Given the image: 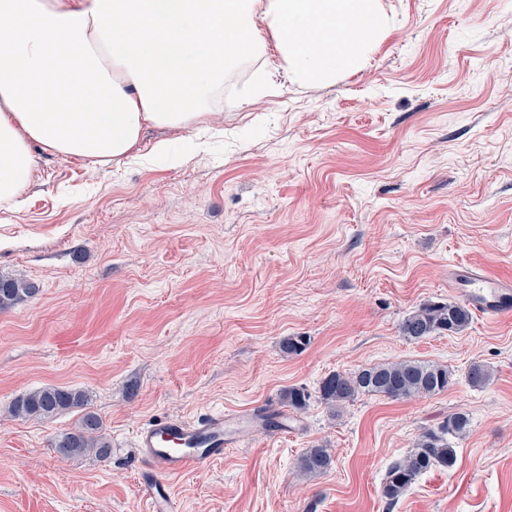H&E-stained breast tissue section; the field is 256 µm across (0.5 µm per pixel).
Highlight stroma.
Here are the masks:
<instances>
[{"label":"stroma","instance_id":"obj_1","mask_svg":"<svg viewBox=\"0 0 512 512\" xmlns=\"http://www.w3.org/2000/svg\"><path fill=\"white\" fill-rule=\"evenodd\" d=\"M382 3L385 34L330 84L277 73L253 98L256 67L232 72L191 155L169 128L108 166L37 153L21 205L0 212V273L41 289L0 311V512H139L141 426L282 409L291 386L310 398L287 433L172 478L181 512H512V313L417 343L399 332L421 304L460 300L449 268L512 279V0ZM290 336L306 350L285 354ZM405 359L455 382L336 412L319 398L331 372ZM474 363L486 387L469 385ZM45 385L85 390L86 409L9 416ZM87 410L110 456L59 458L53 436ZM458 411L471 426L455 467L389 503L390 463ZM315 445L332 467L301 478Z\"/></svg>","mask_w":512,"mask_h":512}]
</instances>
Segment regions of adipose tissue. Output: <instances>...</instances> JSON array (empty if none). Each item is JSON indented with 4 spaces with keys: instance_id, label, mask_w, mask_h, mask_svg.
I'll use <instances>...</instances> for the list:
<instances>
[{
    "instance_id": "adipose-tissue-1",
    "label": "adipose tissue",
    "mask_w": 512,
    "mask_h": 512,
    "mask_svg": "<svg viewBox=\"0 0 512 512\" xmlns=\"http://www.w3.org/2000/svg\"><path fill=\"white\" fill-rule=\"evenodd\" d=\"M384 25L382 0H0V210L36 151L107 166L147 128L201 134L241 65L326 82Z\"/></svg>"
}]
</instances>
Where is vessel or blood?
<instances>
[{"mask_svg": "<svg viewBox=\"0 0 512 512\" xmlns=\"http://www.w3.org/2000/svg\"><path fill=\"white\" fill-rule=\"evenodd\" d=\"M448 280L467 286L469 302L479 313L497 317L512 310V282L473 267L449 269ZM258 420L277 432L288 430V414L279 408L259 418L246 410L209 413L193 421L168 415L139 428L135 446L144 462L138 475L142 512H178L171 478L223 459L225 448L237 444Z\"/></svg>", "mask_w": 512, "mask_h": 512, "instance_id": "obj_1", "label": "vessel or blood"}]
</instances>
